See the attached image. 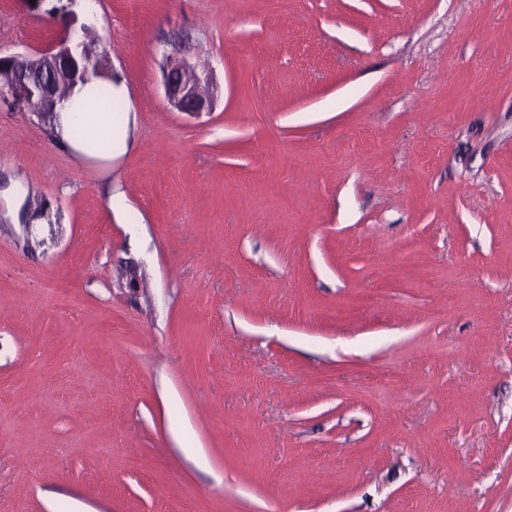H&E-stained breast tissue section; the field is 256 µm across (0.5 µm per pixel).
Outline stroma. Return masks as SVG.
<instances>
[{"label":"stroma","mask_w":512,"mask_h":512,"mask_svg":"<svg viewBox=\"0 0 512 512\" xmlns=\"http://www.w3.org/2000/svg\"><path fill=\"white\" fill-rule=\"evenodd\" d=\"M74 10L130 148L0 86V512H512V0ZM184 72L173 69L164 75V91L169 106L192 115L209 112L212 102L201 90L202 79L198 74L186 75Z\"/></svg>","instance_id":"stroma-1"}]
</instances>
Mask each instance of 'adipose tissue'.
Here are the masks:
<instances>
[{"instance_id": "1", "label": "adipose tissue", "mask_w": 512, "mask_h": 512, "mask_svg": "<svg viewBox=\"0 0 512 512\" xmlns=\"http://www.w3.org/2000/svg\"><path fill=\"white\" fill-rule=\"evenodd\" d=\"M128 96L126 82L118 75L109 82L94 77L77 84L55 107L59 142L87 158L109 160L124 154L128 149L126 124L113 106Z\"/></svg>"}]
</instances>
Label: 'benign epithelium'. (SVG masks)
<instances>
[{
    "mask_svg": "<svg viewBox=\"0 0 512 512\" xmlns=\"http://www.w3.org/2000/svg\"><path fill=\"white\" fill-rule=\"evenodd\" d=\"M63 35L49 48L27 54L0 55V68L8 66L12 80L8 93L14 102L28 104L38 100L34 115L54 130L55 104L64 97L65 89L72 82L85 79L89 68L77 58L69 45L77 25L74 15L60 17ZM199 75H186L184 71L173 69L164 74V91L169 106L178 112L199 115L211 109V99L201 90Z\"/></svg>",
    "mask_w": 512,
    "mask_h": 512,
    "instance_id": "1",
    "label": "benign epithelium"
}]
</instances>
